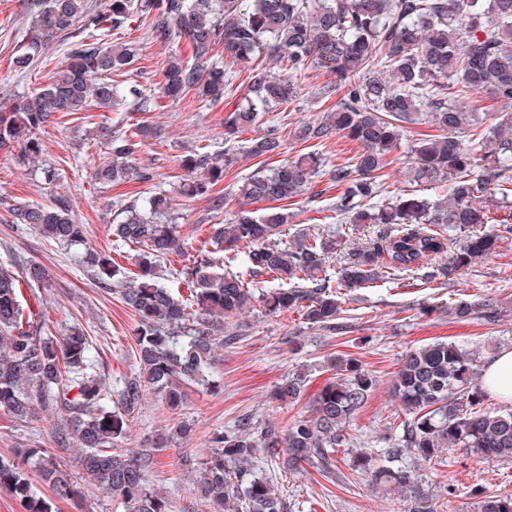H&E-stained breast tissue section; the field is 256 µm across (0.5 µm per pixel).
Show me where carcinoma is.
I'll return each mask as SVG.
<instances>
[{"label":"carcinoma","instance_id":"obj_1","mask_svg":"<svg viewBox=\"0 0 512 512\" xmlns=\"http://www.w3.org/2000/svg\"><path fill=\"white\" fill-rule=\"evenodd\" d=\"M150 16L149 32L160 41L185 38L193 62L175 54L162 70L163 93L173 99L190 92L213 103L224 98L236 74L209 63L214 52L247 65V103L224 118V138L252 127L263 114L289 103L299 91L298 76L323 71L346 90L332 111L295 131L300 140L340 135L360 150L350 165L334 170L336 212L351 224L372 225L369 242L357 247L331 280L325 258L336 250V232L300 230L292 243L279 239L288 213L273 207L261 215L239 210L214 225L209 244L229 254L234 270L216 265L202 247L183 271L190 294L183 300L157 283L158 262L185 250L171 198L162 192L147 205H121L112 225L113 247L139 248V273L119 290L134 312L133 341L138 375L129 378L112 404L106 389L107 365L96 354L92 337L73 326L60 335L24 318L18 283H46V269L30 263L22 274L0 264V410L25 421L39 411L56 415L51 425L60 448L81 449L78 467L104 485L124 512H170L166 498L154 491L148 460L119 447L127 423L152 390L170 408H179L187 386H208L216 350L237 339L224 333L226 321L252 306L251 287L260 277L287 279L290 288H271L259 305L269 314L303 312L308 323L336 330L341 313L337 289L357 288L379 276L382 259L395 271H410L428 282L456 279L480 259L495 253L512 235L511 224L489 230L492 202L512 210V0H109L98 12L89 0H29L28 32L21 68L40 59L57 42L67 46L61 73L32 97H18L0 109V149L18 144L23 160L42 155L36 131L51 117L89 106H118L137 90L112 79L134 61L131 42L109 46L103 35L126 29L133 14ZM288 63V76L252 65ZM463 85L488 92L503 104L502 116L476 136L478 124L468 105L448 95ZM139 97V96H137ZM140 110L152 99L139 97ZM426 117L441 134L411 146L408 161L415 182L448 183V196L430 200L403 194L381 206L367 200L377 193L387 155L399 144L406 125ZM144 128L125 130L122 121L99 122L95 140L112 150V162L95 170L101 184L151 181L155 174L137 162V138L154 136ZM278 133L269 130L252 140V156L280 154ZM237 158L197 151L185 160L191 179L188 196H207ZM316 153L303 154L276 167L258 168L246 179L247 201H288L307 192L321 174ZM14 223L47 239L86 245L85 226L72 215L67 200L51 206L17 203ZM440 258L442 262L434 263ZM99 283L112 284L121 274L112 257L85 250L82 258ZM457 318L500 321L494 300L479 297L450 309ZM480 354L453 341H436L407 352L392 380L404 419L386 448L361 451L354 470L376 483L393 485L404 498V512H438L435 497L417 487L407 457L430 464L445 445L485 456L512 458V412L485 405L488 390L479 382ZM334 376L314 394L309 414L283 431L242 419L233 432L210 436L213 455L203 463L197 496L222 512H290V503L274 489L256 461V452L278 460L284 470L303 463L322 476L336 470V452L349 447L347 427L365 406L378 380L357 357L335 360ZM307 374L288 372L274 398L302 397ZM54 498L74 495V481L63 472L51 448H27L16 460L0 457V488L19 501L24 512H56L53 498L37 493L31 473ZM479 512H512V496L483 495Z\"/></svg>","mask_w":512,"mask_h":512}]
</instances>
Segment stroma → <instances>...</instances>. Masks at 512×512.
<instances>
[{
	"instance_id": "obj_1",
	"label": "stroma",
	"mask_w": 512,
	"mask_h": 512,
	"mask_svg": "<svg viewBox=\"0 0 512 512\" xmlns=\"http://www.w3.org/2000/svg\"><path fill=\"white\" fill-rule=\"evenodd\" d=\"M25 11V0H0L2 103L10 97L38 93L65 62L62 47L54 45L30 67L17 66L26 34ZM121 38L141 47L136 61L125 72V80L152 98V111H139L136 98L131 97L117 110L93 106L85 114L55 117L40 133L43 155L41 164L36 166L20 164L17 153L0 152V263L19 269L36 261L47 267L51 275L49 287L21 283L19 300L24 312L30 313L32 320L50 324L53 330L76 325L92 336L109 368L107 386L114 391L138 371L133 314L116 294L105 292L91 278L87 268L77 261L75 249L11 224L10 206L19 202L49 205L57 198H66L78 222L86 226L88 247L111 254L114 262L131 270L137 260V247L117 252L112 249L110 226L116 211L120 203L139 202L154 193L168 192L189 247L183 254L161 260L159 282L174 294L185 296L189 289L182 269L191 265L197 247L208 239L213 224L237 210L241 201L239 188L245 178L258 166L271 167L304 153H316L325 160L327 171L317 177L307 193L286 201L291 220L282 234L283 241L293 240L303 229L312 233L335 231L338 246L325 263L328 274L333 275L350 249L371 235L368 227L346 223L337 216L339 189L329 175L336 165L351 164L360 150L359 144L339 135L323 142L300 141L294 136L298 126L320 119L345 95L344 90L330 89V79L323 72L312 70L302 75L301 91L292 103L266 113L262 125L228 142L224 139V117L244 101V76H237L223 101L217 104L194 94L171 100L160 92L161 72L171 54L191 59L188 41L152 40L144 18L132 23ZM115 119L132 128L144 123L162 128L163 138L143 137L139 147L138 160L155 172L154 180L109 185L95 181L96 166L109 160L111 154L107 146L89 139L88 130L91 123ZM270 125L276 126L281 136V154L251 156L248 148L252 140ZM435 132V127L425 121L408 126L400 144L389 155L377 203H386L405 190L430 199L445 195V188L416 184L406 164L415 140ZM202 146L215 154L229 151L237 157L214 188L215 196H221L223 202L218 210L214 209L212 198H190L182 193L187 177L183 162ZM47 165L55 168V181L45 180L43 168ZM481 296L494 298L500 307L510 309V316L495 325L477 318L449 316L450 307ZM342 297L338 328L331 333L308 324L297 311L268 316L262 307H251L232 323L239 333L235 343L217 352L213 376L219 382L218 388H187L182 407L175 411L155 394H146L128 423L122 445L148 458L151 485L168 499L171 512H210L197 499L194 485L197 465L212 453L211 432L233 430L246 416L260 427H287L296 417L306 414L307 397L331 377L330 358L346 353L362 359L379 383L350 424L353 444L340 449L335 477L325 479L310 467L288 475L274 462L265 465L264 475L299 502L300 512H401L402 493L354 471L353 458L361 449L386 447L392 435L390 424L400 409L391 391V377L406 352L438 340L460 343L487 358L512 347V239L454 281L428 283L384 267L378 279L345 291ZM297 366L309 374L305 400L295 404L275 400V387ZM184 420L194 424V432L186 437L175 435L176 426ZM161 434L171 435L172 440L167 448L159 450L155 443ZM54 445L47 421L23 423L0 411V457H13L19 448ZM79 453V448L73 446L58 454L62 468L74 473L80 489L78 499L58 502V512H122L101 485L78 469ZM405 464L414 469L421 490L446 503L445 512H479V499L474 494L478 488L492 494H512L510 458L482 457L457 448L444 451L438 462L430 465L414 463L410 458Z\"/></svg>"
}]
</instances>
